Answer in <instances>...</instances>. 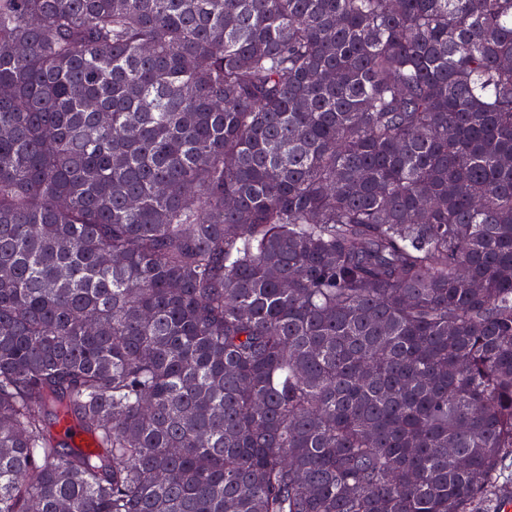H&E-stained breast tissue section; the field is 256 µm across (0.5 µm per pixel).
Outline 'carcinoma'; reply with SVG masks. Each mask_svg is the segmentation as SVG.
Listing matches in <instances>:
<instances>
[{
	"mask_svg": "<svg viewBox=\"0 0 512 512\" xmlns=\"http://www.w3.org/2000/svg\"><path fill=\"white\" fill-rule=\"evenodd\" d=\"M510 458L512 0H0V512H483ZM57 433L67 441L73 442L76 446L86 451H95L94 440L86 433L75 427L70 419H61L56 427Z\"/></svg>",
	"mask_w": 512,
	"mask_h": 512,
	"instance_id": "obj_1",
	"label": "carcinoma"
}]
</instances>
